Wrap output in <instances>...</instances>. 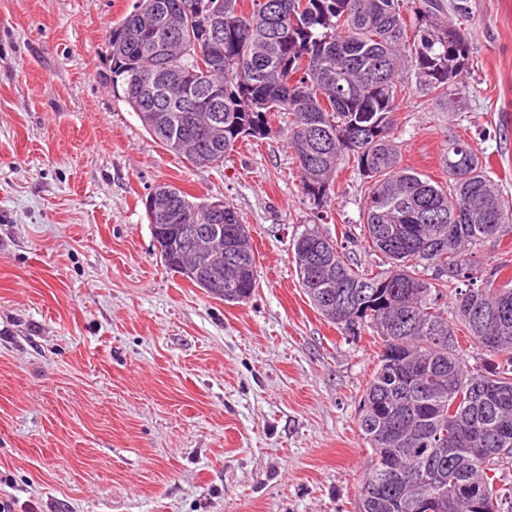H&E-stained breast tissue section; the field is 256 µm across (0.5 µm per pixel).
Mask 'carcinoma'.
<instances>
[{
    "label": "carcinoma",
    "mask_w": 512,
    "mask_h": 512,
    "mask_svg": "<svg viewBox=\"0 0 512 512\" xmlns=\"http://www.w3.org/2000/svg\"><path fill=\"white\" fill-rule=\"evenodd\" d=\"M199 0H144L110 30L112 85L165 150L221 167L236 143L287 132L305 201L321 214L336 195L345 160L369 184L360 231L385 268L366 270L316 224L293 239L301 287L314 308L349 336L370 331L382 349L362 397L359 432L369 457L355 512H501L512 486V253L490 269L476 263L487 243L512 233V201L467 141L448 143V183L401 164L395 141L399 101L420 89L458 95L470 53L467 34L440 21L424 0L408 28L407 0H208L224 13L221 55L196 44L194 23L168 33L160 17ZM191 69L183 95L167 91L171 70ZM220 112L215 144L189 124L168 130L151 114ZM185 139L188 152L171 146ZM224 227L239 234L224 256L218 299L247 300L256 288L250 229L224 205ZM456 311L448 317L447 300ZM504 358L471 370L458 335ZM484 448L481 457L467 452Z\"/></svg>",
    "instance_id": "1"
}]
</instances>
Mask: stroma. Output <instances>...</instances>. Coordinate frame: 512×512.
<instances>
[{
	"label": "stroma",
	"instance_id": "1",
	"mask_svg": "<svg viewBox=\"0 0 512 512\" xmlns=\"http://www.w3.org/2000/svg\"><path fill=\"white\" fill-rule=\"evenodd\" d=\"M135 0H0V498L16 512H354L360 400L380 351L311 305L294 236L315 222L287 136L223 168L162 148L111 82L109 31ZM460 120L399 103L403 166L444 183L461 136L512 197V0H468ZM170 184L249 225L250 300L162 264L144 201ZM366 185L339 171L320 221L347 256Z\"/></svg>",
	"mask_w": 512,
	"mask_h": 512
}]
</instances>
